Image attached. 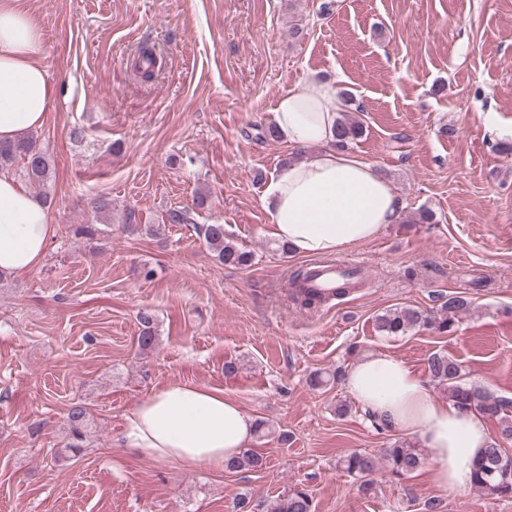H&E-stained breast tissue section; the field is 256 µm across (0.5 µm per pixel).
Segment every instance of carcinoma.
<instances>
[{
	"label": "carcinoma",
	"mask_w": 512,
	"mask_h": 512,
	"mask_svg": "<svg viewBox=\"0 0 512 512\" xmlns=\"http://www.w3.org/2000/svg\"><path fill=\"white\" fill-rule=\"evenodd\" d=\"M159 66V57L152 48L139 52L138 73L144 81L151 80ZM363 133L362 124L344 118L336 123V148L347 149ZM0 169L12 171L29 183L45 186L52 177V160L48 151L38 143V138L28 135L14 144L0 143ZM213 257L224 265H251L253 254L243 251L228 238L222 224H204L198 227ZM311 267L296 270L289 286L290 298L304 308L318 307L329 297L311 292L307 283L314 277ZM440 306L435 310L421 307L390 309L377 316V329L384 336H398L416 328L432 329L438 333L453 330L458 320L472 310L469 297L457 293L439 297ZM154 314L149 310L139 312L140 332L137 337L139 350L151 351L157 344ZM428 375L432 382L443 388L448 400L461 410L475 409L499 426L500 439L490 441L482 458L474 469L472 486L478 491L495 497H512V456L502 448L501 440L512 438V397L492 392L465 380L460 362L442 353L428 359ZM345 372L336 368L331 372H317L310 378L311 386L326 387L341 382ZM67 422L72 442L65 450L76 454L81 451L88 427L87 410L80 404L73 405L67 413ZM425 463L424 449L417 442L397 440L383 449L377 456L368 452H352L340 461L341 469L348 475L367 482L380 465H385L396 478L407 477L419 471ZM267 465L263 455L248 449L241 456L224 463L230 472L241 470L260 471ZM271 512H313L312 501L302 490H293L280 496L271 507Z\"/></svg>",
	"instance_id": "obj_1"
}]
</instances>
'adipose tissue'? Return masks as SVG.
I'll return each mask as SVG.
<instances>
[{"instance_id": "1", "label": "adipose tissue", "mask_w": 512, "mask_h": 512, "mask_svg": "<svg viewBox=\"0 0 512 512\" xmlns=\"http://www.w3.org/2000/svg\"><path fill=\"white\" fill-rule=\"evenodd\" d=\"M41 31L19 0H0V141L15 143L42 127L53 86L36 62ZM342 107L334 82L315 77L278 97L272 122L302 159L283 165L265 191L270 234L291 254L323 257L375 239L399 223L404 205L369 162L336 149ZM55 236L49 205L12 173L0 172V275L41 266ZM345 388L362 411L416 437L426 448L434 485L456 494L470 487L488 445L486 418L436 398L401 360L378 352L353 364ZM255 418L222 390L171 383L126 413L121 441L138 455L193 468L224 465L255 441Z\"/></svg>"}]
</instances>
